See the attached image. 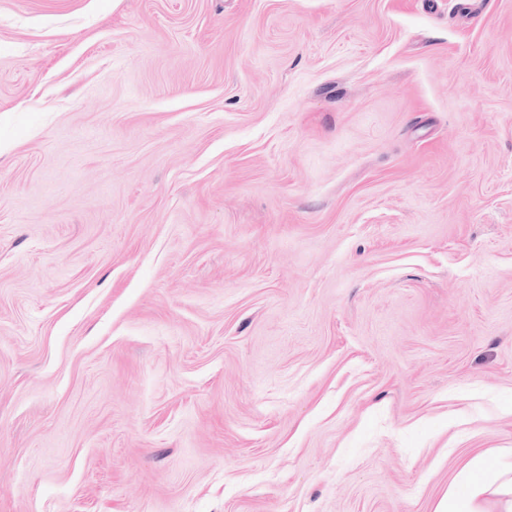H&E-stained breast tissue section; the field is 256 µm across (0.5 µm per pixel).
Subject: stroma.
I'll return each mask as SVG.
<instances>
[{
	"label": "stroma",
	"mask_w": 512,
	"mask_h": 512,
	"mask_svg": "<svg viewBox=\"0 0 512 512\" xmlns=\"http://www.w3.org/2000/svg\"><path fill=\"white\" fill-rule=\"evenodd\" d=\"M512 448V0H0V512H435Z\"/></svg>",
	"instance_id": "35a3bbf8"
}]
</instances>
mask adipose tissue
Listing matches in <instances>:
<instances>
[{
    "instance_id": "obj_1",
    "label": "adipose tissue",
    "mask_w": 512,
    "mask_h": 512,
    "mask_svg": "<svg viewBox=\"0 0 512 512\" xmlns=\"http://www.w3.org/2000/svg\"><path fill=\"white\" fill-rule=\"evenodd\" d=\"M436 512H512V449L472 456Z\"/></svg>"
}]
</instances>
